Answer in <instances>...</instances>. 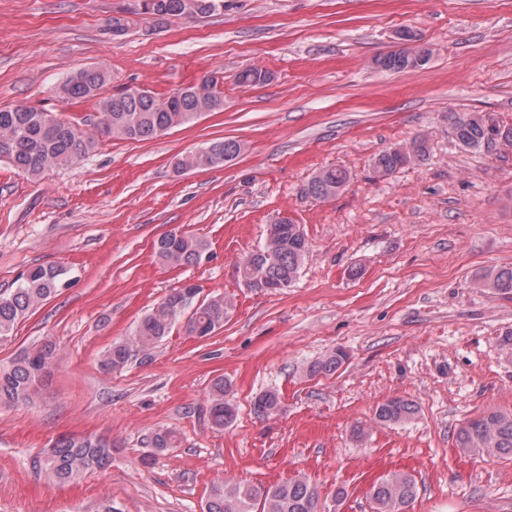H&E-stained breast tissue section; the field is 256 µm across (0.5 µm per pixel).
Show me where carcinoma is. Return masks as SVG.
<instances>
[{
    "instance_id": "obj_1",
    "label": "carcinoma",
    "mask_w": 512,
    "mask_h": 512,
    "mask_svg": "<svg viewBox=\"0 0 512 512\" xmlns=\"http://www.w3.org/2000/svg\"><path fill=\"white\" fill-rule=\"evenodd\" d=\"M222 0H152L154 19L167 20L183 16L186 7L196 17L220 10ZM105 68L95 66L69 76L61 85L65 99H93L99 115L94 136L78 121L57 117L24 106L0 108V161L11 164L26 177L38 179L47 173L80 164L90 158L98 145V137L121 140L148 141L174 128L184 126L201 116L205 92L212 109L224 107V96L209 79L186 87L179 94L160 97L150 91L136 97L129 91L102 95L108 82ZM503 121L492 112H467L452 122L451 134L462 148L479 149L490 145L488 135ZM241 149L232 138L216 140L206 150L189 151L177 155L176 167L181 170L212 169L224 164V146ZM427 154V142L419 140L413 154L387 149L374 160L376 173L393 174L409 163ZM352 179L350 171L342 167H326L309 181L308 193L319 201L336 196V186ZM208 250L207 242L186 232L173 230L155 244L157 257L171 267L198 264ZM308 254V243L298 224H269L264 246L247 255L239 264L246 287L255 292L266 291V284L274 280L288 288L294 283ZM64 271L38 266L27 270L16 280V287L0 290V345L15 339L16 330L28 317L59 290L66 286ZM483 283L502 295H512V265L495 266L482 275ZM232 308L224 295L215 294L196 305L190 289L171 290L137 324L130 337L115 340L104 351L101 366L112 372L122 371L133 353L151 355L175 325H180L187 336L207 339L224 326ZM58 352L50 341L41 346L23 350L0 360V409L33 404L49 380ZM347 359L337 349L310 363L305 375H330ZM230 391L224 379L214 380L210 391L209 421L213 428L222 430L236 419V408L229 398ZM281 409L278 391L268 389L253 402L255 419L266 420ZM415 405L408 399L393 398L376 408L375 418L385 424H398L411 419ZM172 430L152 433L148 446L159 454L176 446ZM456 445L466 451H482L489 455L512 456V411H487L465 421L457 430ZM114 445L102 436L62 434L48 449L39 463V473L54 484L72 483L89 472L100 471L112 464ZM417 495L415 478L404 472H392L380 477L369 491L372 512H408ZM205 512H324L317 487L304 476H297L275 486L265 487L226 477L210 486Z\"/></svg>"
}]
</instances>
